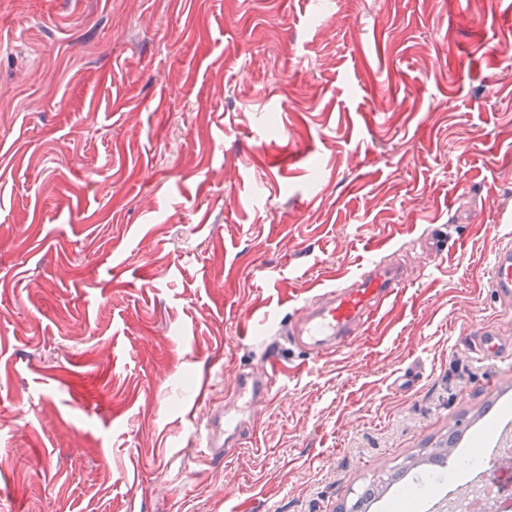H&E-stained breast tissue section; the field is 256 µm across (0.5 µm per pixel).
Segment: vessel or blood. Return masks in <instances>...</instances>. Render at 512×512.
I'll return each mask as SVG.
<instances>
[{
	"label": "vessel or blood",
	"instance_id": "obj_1",
	"mask_svg": "<svg viewBox=\"0 0 512 512\" xmlns=\"http://www.w3.org/2000/svg\"><path fill=\"white\" fill-rule=\"evenodd\" d=\"M330 287L319 289L314 302L306 306L294 322L279 328V335L302 346L306 353H335L349 347L362 333L366 322L399 295L403 286L398 271L380 263L354 276L334 274ZM490 286L500 302L512 303V246L496 253L490 268ZM288 366L280 348H272L260 368L239 377L235 384L236 411L210 420L199 434L207 456L224 455V445L241 427V414L258 402L268 401L276 382L285 381Z\"/></svg>",
	"mask_w": 512,
	"mask_h": 512
}]
</instances>
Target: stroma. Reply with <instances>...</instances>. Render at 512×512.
Listing matches in <instances>:
<instances>
[{
	"label": "stroma",
	"mask_w": 512,
	"mask_h": 512,
	"mask_svg": "<svg viewBox=\"0 0 512 512\" xmlns=\"http://www.w3.org/2000/svg\"><path fill=\"white\" fill-rule=\"evenodd\" d=\"M509 70L512 0H0V512H339L454 427L449 466L484 447L512 419L477 350L512 343ZM380 257L400 296L287 353L208 458L274 328ZM439 473L368 512H423ZM490 286L501 303H512V246L505 245L495 254L490 268ZM288 378V366L282 358L279 346L273 347L260 368L249 375L241 376L235 384V396L238 401L234 412L224 409L218 421L211 419L203 432H199V441L204 453L212 459L224 457V444L234 438L241 427L239 416L249 413L258 402L270 400L272 390L277 381L284 382Z\"/></svg>",
	"instance_id": "35a3bbf8"
}]
</instances>
